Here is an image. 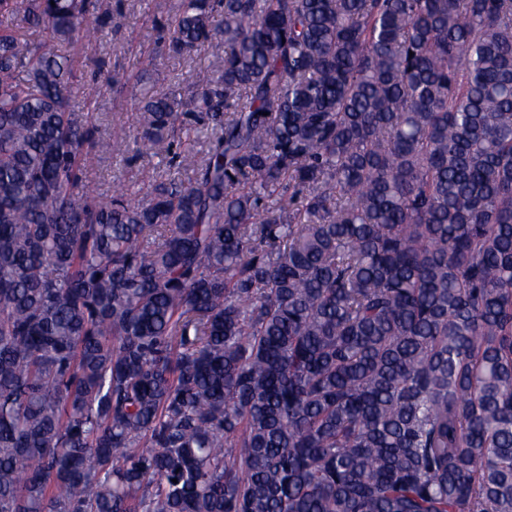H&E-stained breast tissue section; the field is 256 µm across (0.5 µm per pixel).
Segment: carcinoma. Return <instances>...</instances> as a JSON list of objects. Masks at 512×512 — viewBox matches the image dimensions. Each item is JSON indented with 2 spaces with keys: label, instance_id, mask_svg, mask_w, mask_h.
Here are the masks:
<instances>
[{
  "label": "carcinoma",
  "instance_id": "cac0c4a2",
  "mask_svg": "<svg viewBox=\"0 0 512 512\" xmlns=\"http://www.w3.org/2000/svg\"><path fill=\"white\" fill-rule=\"evenodd\" d=\"M96 12L0 0V512H512V0H179L109 198ZM168 157L157 155L154 157L135 156L122 147L121 151L112 154V157H100L94 150L90 151L86 167L82 174L85 182L96 183L104 194L112 195V188L117 184H133L148 181L155 172L174 173L169 171Z\"/></svg>",
  "mask_w": 512,
  "mask_h": 512
}]
</instances>
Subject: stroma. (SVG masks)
<instances>
[{
	"mask_svg": "<svg viewBox=\"0 0 512 512\" xmlns=\"http://www.w3.org/2000/svg\"><path fill=\"white\" fill-rule=\"evenodd\" d=\"M178 0H99L100 12L107 24L100 32L92 52L95 65L79 75L80 80L98 81L101 95L91 112V121L100 135L107 136L126 128L134 130L136 114L132 104L140 88L159 93L188 95L200 88L211 75V49L183 58L166 56L154 72L137 81L134 58L152 47L158 36L155 20L167 18ZM168 158L137 156L128 149L109 157L90 152L82 174L83 181L97 184L104 194H111L118 184L148 180L155 173L168 172Z\"/></svg>",
	"mask_w": 512,
	"mask_h": 512,
	"instance_id": "35a3bbf8",
	"label": "stroma"
}]
</instances>
